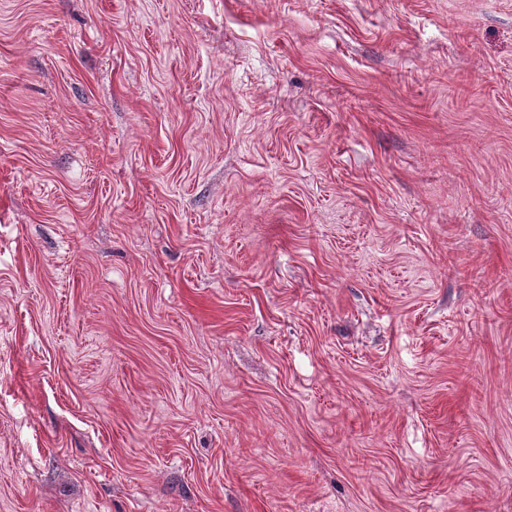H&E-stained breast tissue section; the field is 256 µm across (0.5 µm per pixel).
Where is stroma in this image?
Wrapping results in <instances>:
<instances>
[{
	"label": "stroma",
	"instance_id": "35a3bbf8",
	"mask_svg": "<svg viewBox=\"0 0 512 512\" xmlns=\"http://www.w3.org/2000/svg\"><path fill=\"white\" fill-rule=\"evenodd\" d=\"M0 512H512V0H0Z\"/></svg>",
	"mask_w": 512,
	"mask_h": 512
}]
</instances>
